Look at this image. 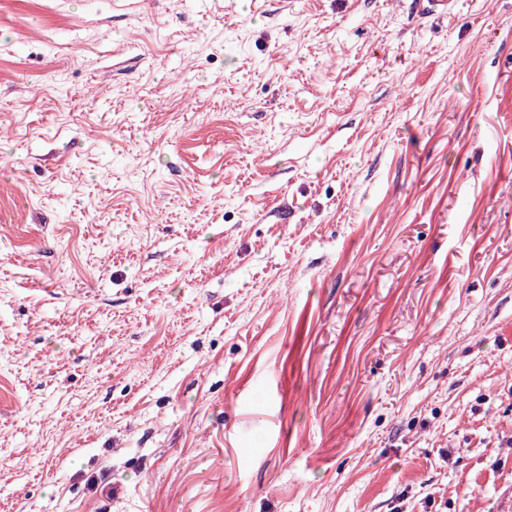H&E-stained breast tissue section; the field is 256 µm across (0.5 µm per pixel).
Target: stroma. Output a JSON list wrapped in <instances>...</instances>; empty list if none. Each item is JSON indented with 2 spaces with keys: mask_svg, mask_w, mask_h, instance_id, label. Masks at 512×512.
<instances>
[{
  "mask_svg": "<svg viewBox=\"0 0 512 512\" xmlns=\"http://www.w3.org/2000/svg\"><path fill=\"white\" fill-rule=\"evenodd\" d=\"M0 512H512V0H0Z\"/></svg>",
  "mask_w": 512,
  "mask_h": 512,
  "instance_id": "stroma-1",
  "label": "stroma"
}]
</instances>
